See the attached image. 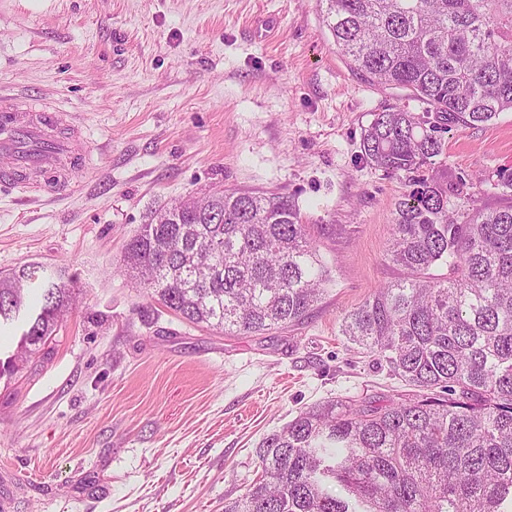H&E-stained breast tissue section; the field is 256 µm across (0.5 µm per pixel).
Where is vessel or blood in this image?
<instances>
[{
    "label": "vessel or blood",
    "instance_id": "1",
    "mask_svg": "<svg viewBox=\"0 0 512 512\" xmlns=\"http://www.w3.org/2000/svg\"><path fill=\"white\" fill-rule=\"evenodd\" d=\"M62 121L60 113L39 109L36 119L23 112L0 113V182L15 179L21 173L55 163L70 155L71 141L52 138L48 128Z\"/></svg>",
    "mask_w": 512,
    "mask_h": 512
}]
</instances>
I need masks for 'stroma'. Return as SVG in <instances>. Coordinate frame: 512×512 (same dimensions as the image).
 Segmentation results:
<instances>
[{
    "instance_id": "stroma-1",
    "label": "stroma",
    "mask_w": 512,
    "mask_h": 512,
    "mask_svg": "<svg viewBox=\"0 0 512 512\" xmlns=\"http://www.w3.org/2000/svg\"><path fill=\"white\" fill-rule=\"evenodd\" d=\"M0 94L79 129L68 191L0 185V273L76 275L51 343L0 374L9 512H224L262 440L305 406L407 393L340 332L400 272L386 258L399 178L365 162L374 113L425 103L354 72L319 0H0ZM449 176L496 207L512 111L445 136ZM292 199L331 281L300 322L227 336L184 321L119 269L151 211L214 189Z\"/></svg>"
}]
</instances>
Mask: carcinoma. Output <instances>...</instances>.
Masks as SVG:
<instances>
[{"mask_svg":"<svg viewBox=\"0 0 512 512\" xmlns=\"http://www.w3.org/2000/svg\"><path fill=\"white\" fill-rule=\"evenodd\" d=\"M324 2L353 70L428 105L376 112L362 132L364 159L409 187L387 251L401 276L341 323L412 394L300 411L262 440L261 476L224 512H512V204L461 217L449 199L472 181L432 173L449 129L512 111V0ZM120 269L229 336L303 319L329 281L293 202L218 189L152 212ZM72 294V277L34 263L0 275V326L25 313L0 372L45 350Z\"/></svg>","mask_w":512,"mask_h":512,"instance_id":"1","label":"carcinoma"}]
</instances>
